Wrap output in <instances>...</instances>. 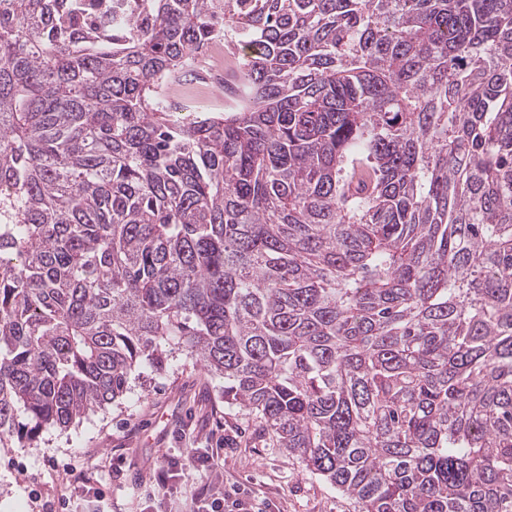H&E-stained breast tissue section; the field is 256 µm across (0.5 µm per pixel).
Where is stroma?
<instances>
[{
	"label": "stroma",
	"mask_w": 512,
	"mask_h": 512,
	"mask_svg": "<svg viewBox=\"0 0 512 512\" xmlns=\"http://www.w3.org/2000/svg\"><path fill=\"white\" fill-rule=\"evenodd\" d=\"M203 449L208 481L230 498L269 512H356L299 462L274 448L253 415L224 405V382L195 358L176 354L164 370L131 374L128 392L106 410L37 442L0 447V512H95L94 498H68L71 469L98 468V486L114 512H189L204 481H175L158 491L153 473L164 458Z\"/></svg>",
	"instance_id": "obj_1"
}]
</instances>
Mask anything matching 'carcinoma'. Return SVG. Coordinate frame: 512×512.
I'll return each instance as SVG.
<instances>
[{
  "label": "carcinoma",
  "instance_id": "obj_1",
  "mask_svg": "<svg viewBox=\"0 0 512 512\" xmlns=\"http://www.w3.org/2000/svg\"><path fill=\"white\" fill-rule=\"evenodd\" d=\"M77 5L0 0V447L181 350L358 512H512V0ZM204 55L208 62L209 77L201 81L193 80L195 85L206 84L207 86L214 84L215 87L222 90L224 77L226 80L230 77V71L227 65H224V46L222 41L215 39L211 41L204 49Z\"/></svg>",
  "mask_w": 512,
  "mask_h": 512
}]
</instances>
